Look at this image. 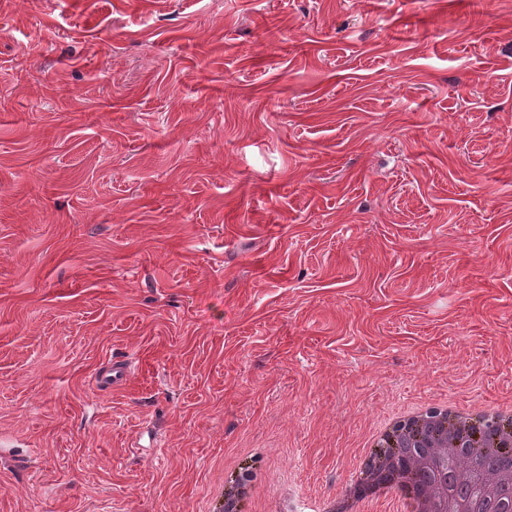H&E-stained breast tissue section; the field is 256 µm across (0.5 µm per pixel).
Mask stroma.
I'll return each mask as SVG.
<instances>
[{
	"instance_id": "obj_1",
	"label": "stroma",
	"mask_w": 512,
	"mask_h": 512,
	"mask_svg": "<svg viewBox=\"0 0 512 512\" xmlns=\"http://www.w3.org/2000/svg\"><path fill=\"white\" fill-rule=\"evenodd\" d=\"M450 393L512 396V0H0V512L311 501ZM131 377V366L126 360H112L101 368L93 378L98 391H114L124 388Z\"/></svg>"
}]
</instances>
